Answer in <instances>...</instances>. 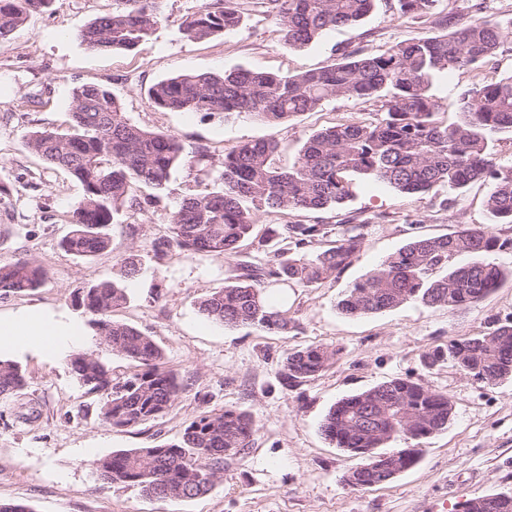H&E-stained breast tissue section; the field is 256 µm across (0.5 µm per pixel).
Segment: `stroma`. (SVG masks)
Here are the masks:
<instances>
[{
    "instance_id": "obj_1",
    "label": "stroma",
    "mask_w": 512,
    "mask_h": 512,
    "mask_svg": "<svg viewBox=\"0 0 512 512\" xmlns=\"http://www.w3.org/2000/svg\"><path fill=\"white\" fill-rule=\"evenodd\" d=\"M204 0H162L161 22L134 49L89 50L77 32L110 13L113 0H51L30 14L9 40L0 43V263L27 255L49 271L40 288L0 295V314L37 308L57 320L82 316L83 288L122 280L128 301L116 320L152 336L183 388L161 419L120 430L97 417L93 396L71 374L66 358L14 353L26 372L19 395L0 399V501L28 504L33 512H462L470 497L512 495V376L487 384L451 364L426 368L424 355L451 339L481 335L512 322V279L471 307L456 311L407 303L390 311L350 318L337 307L345 289L369 274L405 244L419 221V233L440 235L458 224L488 222L489 184L477 182L454 195L442 190L404 196L390 186L360 181L336 219L368 220L364 244L352 264L334 280L288 291L287 335L259 328L225 326L207 318L199 299L220 290L237 261L262 264L271 242L245 243L238 259L169 251L154 245L170 234L179 196L214 186L199 176L191 159L198 147L214 154L270 137L291 161L306 138L351 120L379 118L376 99H333L288 123L270 126L255 118L224 119L200 112H160L146 99L153 83L185 72L221 74L239 67L294 74L329 64L335 51L385 49L445 28L446 16L465 22L476 13L512 20V0H438L425 20L398 18L391 0H376L361 22L329 31L321 40L291 49L268 14L264 0H240L241 24L203 41L183 37L185 17ZM512 73V37L489 64L438 77L433 93L439 117L457 120V101L474 86ZM81 84L109 88L124 116L148 130L168 131L181 142L185 160L173 172L172 195L152 202L139 194L143 210L124 214L135 235L113 229L114 250L82 259L65 252L69 212L82 188L64 170L49 166L25 146L35 128L65 129L72 91ZM137 255L139 275L123 278L121 258ZM337 350L335 364L296 389L281 386L278 372L287 351L309 345ZM392 377L411 378L446 393L454 404L447 429L419 439L421 458L412 469L371 488L351 490L345 475L357 460L322 435L329 408L345 395ZM209 394L202 403L200 394ZM237 408L257 424L250 453L229 461L207 495L169 499L132 486H106L96 460L118 449L177 440L185 425L209 409Z\"/></svg>"
}]
</instances>
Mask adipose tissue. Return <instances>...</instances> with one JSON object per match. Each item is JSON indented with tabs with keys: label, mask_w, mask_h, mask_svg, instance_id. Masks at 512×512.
<instances>
[{
	"label": "adipose tissue",
	"mask_w": 512,
	"mask_h": 512,
	"mask_svg": "<svg viewBox=\"0 0 512 512\" xmlns=\"http://www.w3.org/2000/svg\"><path fill=\"white\" fill-rule=\"evenodd\" d=\"M86 330L80 320L58 321L37 310L0 314V352L34 348L50 357L83 349Z\"/></svg>",
	"instance_id": "1"
}]
</instances>
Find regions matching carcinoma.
Segmentation results:
<instances>
[{"label": "carcinoma", "mask_w": 512, "mask_h": 512, "mask_svg": "<svg viewBox=\"0 0 512 512\" xmlns=\"http://www.w3.org/2000/svg\"><path fill=\"white\" fill-rule=\"evenodd\" d=\"M51 0H0V43L28 16ZM160 0H117L112 12L80 30L88 48L110 53L131 50L159 23ZM398 17L422 19L437 0H395ZM375 0H267L288 47H302L327 32L363 20ZM241 23L235 0L204 4L181 26L189 40L216 37ZM446 32L399 42L387 49L340 52L334 63L294 74L237 68L222 75L182 73L147 89L159 112H203L229 118L247 114L281 124L338 99H382L383 117L349 121L308 137L291 165L279 167L277 141L243 143L221 154L215 186L184 195L172 212L170 236L159 253L222 255L239 253L257 226L258 216L292 212L321 213L350 200L354 177L386 184L407 194L461 190L477 181L491 185L485 201L490 224H459L438 236H413L370 274L342 295L338 309L350 318L392 310L416 301L428 307L465 309L482 300L508 278L512 266L485 263L480 257L512 253V238H502L493 224H512V165L497 162L494 137L512 134V74L467 91L459 100V119H437L439 104L431 94L434 79L449 71L476 69L493 58L512 33L495 18L475 17L464 24L445 20ZM29 151L67 171L83 187L70 211V232L62 247L77 257L112 249V227L119 214L142 209L138 188L172 193L173 171L183 160L177 136L148 131L124 118L122 102L95 84L73 89L70 131L37 128L26 134ZM368 222L347 224L329 239L331 228L314 224H279L264 236L277 239L273 258L264 265L239 263L224 288L200 298L209 319L224 325L251 326L288 334L287 298L270 301L273 292L322 284L336 278L362 248ZM460 257L474 261L458 265ZM47 269L28 256L0 264V292L21 295L40 287ZM80 305L105 348L137 363L118 380L94 351L68 358L70 372L97 400V416L115 428H135L162 417L182 384L166 368L154 339L112 318L127 303V288L100 281L82 291ZM336 360V351L309 345L285 354L279 382L298 388ZM450 363L466 375L492 384L512 375V323L493 332L452 339L425 355L426 367ZM26 385L15 361L0 359V396L16 395ZM448 395L407 378H391L339 399L320 429L325 439L361 463L348 486L364 489L391 480L418 461L421 449L382 448L398 439L426 436L448 428L453 416ZM257 427L253 417L235 408L206 411L191 420L171 443L123 449L99 459V479L109 485L136 486L162 498L195 499L207 495L229 461L250 452ZM371 448L376 458L359 455ZM465 512H512V495L488 494L466 501Z\"/></svg>", "instance_id": "obj_1"}]
</instances>
